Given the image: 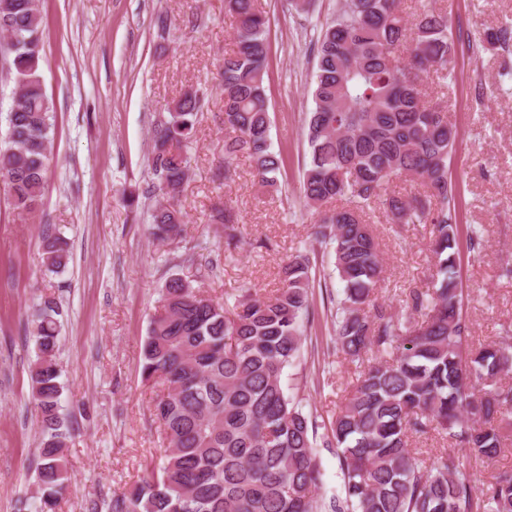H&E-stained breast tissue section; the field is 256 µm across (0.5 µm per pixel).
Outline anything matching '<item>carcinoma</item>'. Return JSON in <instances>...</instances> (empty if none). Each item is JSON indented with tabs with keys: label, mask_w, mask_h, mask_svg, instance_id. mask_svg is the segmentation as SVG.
I'll return each instance as SVG.
<instances>
[{
	"label": "carcinoma",
	"mask_w": 512,
	"mask_h": 512,
	"mask_svg": "<svg viewBox=\"0 0 512 512\" xmlns=\"http://www.w3.org/2000/svg\"><path fill=\"white\" fill-rule=\"evenodd\" d=\"M236 19L233 49L220 70L224 88V173L245 154L265 186L277 184L281 158L271 149L265 75L267 21L256 0H224ZM45 22L39 0H0V33L13 44L4 57L17 92L0 146V176L21 220L34 217L45 190L52 148L51 107L41 61ZM314 108L306 118L309 163L301 198L320 211L314 237L329 247L343 284L332 332L356 363L367 357L344 404L326 427L340 451L346 496L324 502L314 439L320 424L282 383L301 354L311 314L315 261L299 252L283 268V287L268 296L246 290L227 308L192 281L170 276L141 349L143 381L163 385L151 415L164 434L162 463L133 488L115 493L108 512H512V467L478 493L468 464L431 459L410 446L435 432L491 460L512 438V345L474 346L464 312L457 249L456 185L448 170L456 131L448 118L454 37L448 13L423 0L409 16L399 0H346L316 38ZM486 49L512 53V20L484 33ZM435 75L442 97L427 100ZM199 90L184 91L153 136L145 194L180 191ZM417 181L404 196L396 180ZM336 200L340 206L323 209ZM379 202L395 224H428L432 287L402 293L392 311L378 302L384 266L367 210ZM185 215L149 208L156 239L180 243ZM226 244L238 243L233 208L212 215ZM68 243L49 237L43 264L65 268ZM61 309L41 297L24 331L34 344L29 368L42 440L35 494L16 512H55L69 481L66 453L74 427L62 413L56 359Z\"/></svg>",
	"instance_id": "obj_1"
}]
</instances>
